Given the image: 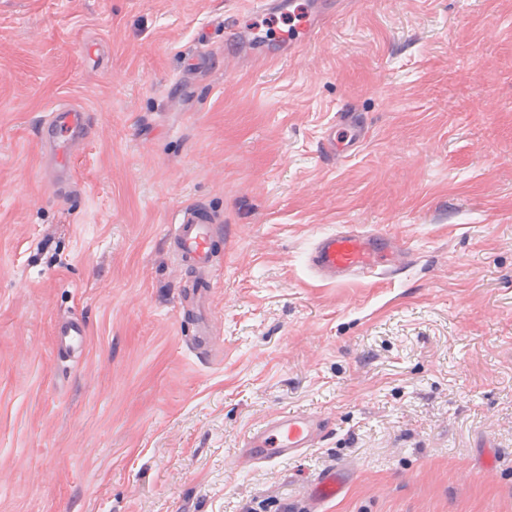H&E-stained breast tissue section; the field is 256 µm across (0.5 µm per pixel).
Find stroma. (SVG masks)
Here are the masks:
<instances>
[{"label":"stroma","mask_w":512,"mask_h":512,"mask_svg":"<svg viewBox=\"0 0 512 512\" xmlns=\"http://www.w3.org/2000/svg\"><path fill=\"white\" fill-rule=\"evenodd\" d=\"M306 2L283 53L248 0H0V512H305L333 468L324 512H512V0ZM187 208L220 227L201 350ZM344 226L409 262L320 279ZM306 408L318 447L238 463ZM90 128L87 113L79 108H69L55 112L52 121L40 129V138L47 149L56 169L68 170L67 161L71 156L70 137L63 132H77L85 137ZM345 485L344 477L337 473L336 469H331L323 474L313 487V496L310 500L311 507L307 512H320L318 506L342 495L345 491Z\"/></svg>","instance_id":"obj_1"}]
</instances>
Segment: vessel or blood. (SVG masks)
I'll return each instance as SVG.
<instances>
[{"mask_svg": "<svg viewBox=\"0 0 512 512\" xmlns=\"http://www.w3.org/2000/svg\"><path fill=\"white\" fill-rule=\"evenodd\" d=\"M90 127L87 113L69 108L54 113L40 129V138L56 169L67 170L71 156V133L86 134ZM217 228L191 213H183L172 230L174 252L180 262L205 267L212 257ZM404 248L390 237L356 229L337 231L316 239L308 255L312 270L320 277L340 282L356 277L393 275L403 265ZM323 433L322 420L308 410L275 415L243 437L239 450L245 463L286 460L315 447ZM346 481L337 471L323 474L313 487L308 512H319L320 505L343 494Z\"/></svg>", "mask_w": 512, "mask_h": 512, "instance_id": "1", "label": "vessel or blood"}]
</instances>
